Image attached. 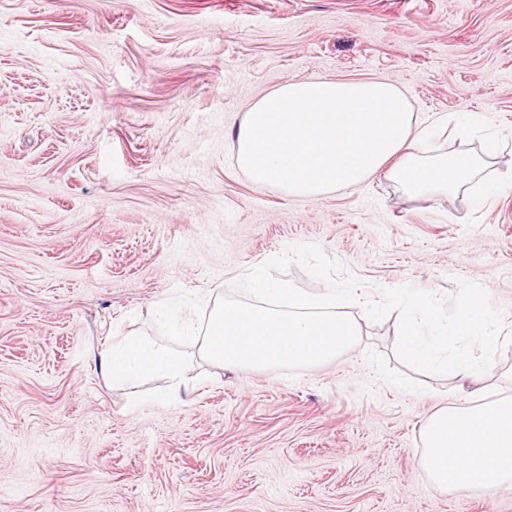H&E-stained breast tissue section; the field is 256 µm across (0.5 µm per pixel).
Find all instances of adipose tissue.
Wrapping results in <instances>:
<instances>
[{"label":"adipose tissue","mask_w":512,"mask_h":512,"mask_svg":"<svg viewBox=\"0 0 512 512\" xmlns=\"http://www.w3.org/2000/svg\"><path fill=\"white\" fill-rule=\"evenodd\" d=\"M424 137L408 100L387 81L304 79L257 100L234 146L253 184L297 196L354 186L381 172L414 195L447 193L475 184L481 161L496 151L489 142L478 157H429ZM99 363L114 381L165 379L175 397L186 385L187 357L143 336L114 340ZM423 440L421 466L439 486L512 482V399L442 407L427 421Z\"/></svg>","instance_id":"adipose-tissue-1"}]
</instances>
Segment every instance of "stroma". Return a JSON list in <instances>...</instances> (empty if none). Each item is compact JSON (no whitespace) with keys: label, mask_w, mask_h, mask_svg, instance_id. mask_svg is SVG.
<instances>
[{"label":"stroma","mask_w":512,"mask_h":512,"mask_svg":"<svg viewBox=\"0 0 512 512\" xmlns=\"http://www.w3.org/2000/svg\"><path fill=\"white\" fill-rule=\"evenodd\" d=\"M307 78L387 79L430 155L496 135L484 176L512 172V0H0V512H512V485L419 465L437 409L512 398V345L481 392L350 304L356 345L295 379L194 346L179 402L100 371L175 289L214 303L297 244L364 297L479 284L512 334V184L477 209L383 175L289 196L239 168L248 108Z\"/></svg>","instance_id":"1"}]
</instances>
